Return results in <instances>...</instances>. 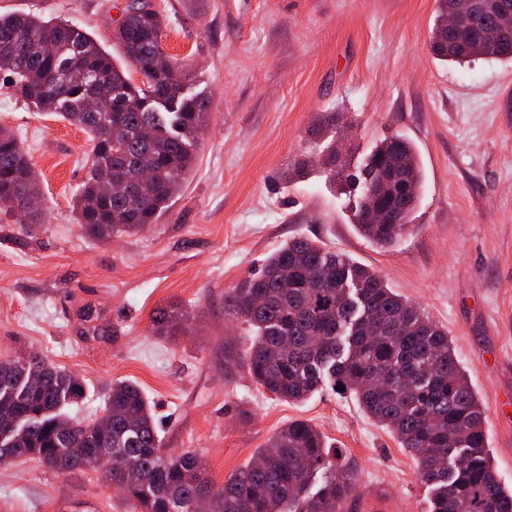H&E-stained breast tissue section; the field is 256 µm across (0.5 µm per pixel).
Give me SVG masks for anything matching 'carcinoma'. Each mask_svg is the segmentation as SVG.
Wrapping results in <instances>:
<instances>
[{"mask_svg": "<svg viewBox=\"0 0 512 512\" xmlns=\"http://www.w3.org/2000/svg\"><path fill=\"white\" fill-rule=\"evenodd\" d=\"M123 12L115 38L142 76L135 84L83 28L65 19L0 14V74L40 111L79 127L91 161L76 201L88 237L107 241L154 224L181 189L208 125L209 99L184 93L185 66L165 53L163 16L134 7ZM436 0L432 53L460 66L480 57L512 62V0ZM457 15L448 28V15ZM52 45L55 53L44 52ZM331 180L356 200L355 227L381 247L394 245L415 220L424 174L414 143L395 133L352 168L336 149L323 158ZM399 186L385 206L363 195L388 181ZM27 153L0 126V204L21 224L44 223ZM224 312L248 327L243 364L276 398L303 402L341 384L363 410L417 456V478L432 493L431 512H512L486 452L485 413L448 331L403 299L374 271L347 255L293 237L270 253L260 273L224 298ZM159 334L193 323L180 305L152 318ZM0 359V424H25L0 443V466L26 457L58 473L85 468L110 487L90 447L93 421L64 408L83 398L78 376L39 353L27 368ZM104 413L112 418L101 445L123 456L137 484L124 490L141 512H344L353 473L336 466V448L304 420L281 427L220 487L203 478L198 453L163 448L154 409L140 387L112 382ZM322 477L312 489L316 477Z\"/></svg>", "mask_w": 512, "mask_h": 512, "instance_id": "obj_1", "label": "carcinoma"}]
</instances>
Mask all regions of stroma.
<instances>
[{
	"instance_id": "35a3bbf8",
	"label": "stroma",
	"mask_w": 512,
	"mask_h": 512,
	"mask_svg": "<svg viewBox=\"0 0 512 512\" xmlns=\"http://www.w3.org/2000/svg\"><path fill=\"white\" fill-rule=\"evenodd\" d=\"M169 21L165 52L187 65V92L211 117L180 193L157 223L101 243L73 212L87 135L37 112L0 77V125L39 179L44 223L26 231L0 206V358L40 352L83 378L80 416H101L113 380L137 383L164 448L198 451L222 485L294 420L323 432L351 468L345 512H430L417 462L347 392L275 398L239 364L241 327L224 296L293 237L368 267L448 332L485 410L488 451L512 489V64L465 68L429 48L436 0H154ZM128 0H0V13L62 18L114 56ZM323 112L351 126L339 148L360 163L391 131L412 139L425 186L394 246L355 229L325 175L291 177L318 157ZM193 312L189 332L154 334L157 309ZM0 512H139L96 472L60 474L22 458L0 467Z\"/></svg>"
}]
</instances>
